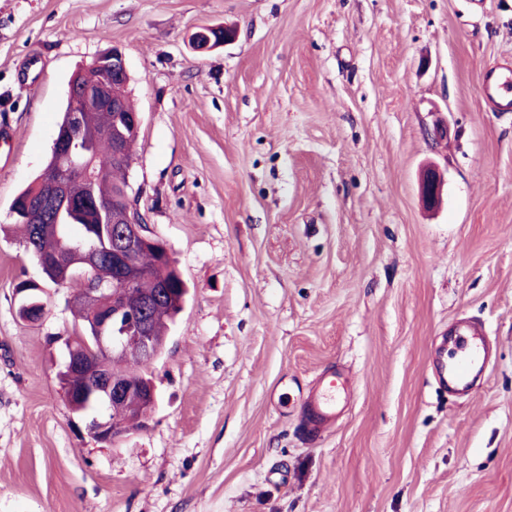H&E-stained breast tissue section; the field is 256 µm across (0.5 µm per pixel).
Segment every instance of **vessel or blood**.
I'll list each match as a JSON object with an SVG mask.
<instances>
[{
	"instance_id": "vessel-or-blood-1",
	"label": "vessel or blood",
	"mask_w": 512,
	"mask_h": 512,
	"mask_svg": "<svg viewBox=\"0 0 512 512\" xmlns=\"http://www.w3.org/2000/svg\"><path fill=\"white\" fill-rule=\"evenodd\" d=\"M483 92L496 111L512 112V66L504 64L489 70L484 77ZM455 346V351L442 366L441 379L445 386L463 391L468 388L473 373L485 365L486 338L481 328L464 322L457 329ZM336 389L335 379L323 380L307 398L304 412L311 430L333 424L340 415L341 401L336 396Z\"/></svg>"
}]
</instances>
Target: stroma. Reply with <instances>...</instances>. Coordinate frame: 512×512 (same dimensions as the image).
<instances>
[{"label": "stroma", "instance_id": "stroma-1", "mask_svg": "<svg viewBox=\"0 0 512 512\" xmlns=\"http://www.w3.org/2000/svg\"><path fill=\"white\" fill-rule=\"evenodd\" d=\"M203 27L236 38L201 53ZM112 47L142 116L129 192L189 299L146 428L101 442L57 379L72 291L44 283L21 320L41 270L0 239V512H512V112L483 95L512 0H0V224ZM460 321L490 357L453 394L436 359ZM339 371L344 413L307 434ZM443 178L432 167L426 168L421 174V197L427 208L436 207L442 198Z\"/></svg>", "mask_w": 512, "mask_h": 512}]
</instances>
